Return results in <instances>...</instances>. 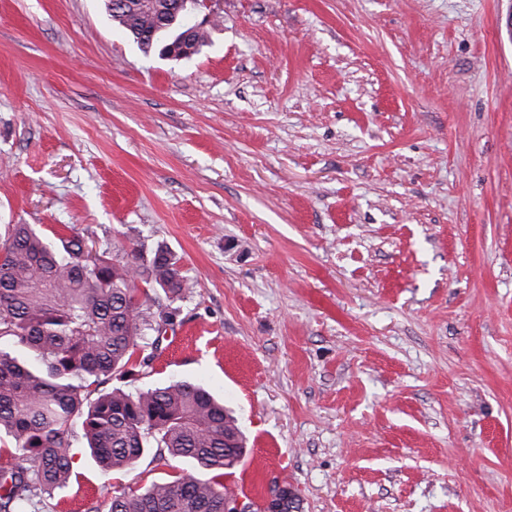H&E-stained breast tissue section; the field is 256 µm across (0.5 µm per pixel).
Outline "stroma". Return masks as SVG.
Wrapping results in <instances>:
<instances>
[{
	"instance_id": "1",
	"label": "stroma",
	"mask_w": 512,
	"mask_h": 512,
	"mask_svg": "<svg viewBox=\"0 0 512 512\" xmlns=\"http://www.w3.org/2000/svg\"><path fill=\"white\" fill-rule=\"evenodd\" d=\"M144 54L102 0H0V226L193 282L126 390L204 385L221 482L298 512H512V0H212ZM39 512L183 464L75 443Z\"/></svg>"
}]
</instances>
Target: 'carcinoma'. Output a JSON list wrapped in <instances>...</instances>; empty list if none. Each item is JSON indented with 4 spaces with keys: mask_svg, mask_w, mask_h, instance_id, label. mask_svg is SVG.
<instances>
[{
    "mask_svg": "<svg viewBox=\"0 0 512 512\" xmlns=\"http://www.w3.org/2000/svg\"><path fill=\"white\" fill-rule=\"evenodd\" d=\"M172 2L130 0L115 12L104 0V9L144 54L158 48L188 59L206 43V30L160 27ZM139 260L135 249L122 259L106 250L90 259L78 235L7 226L0 241V451L21 463L0 467V512H31L38 493L69 483L77 419L106 471L130 467L153 448L192 464L188 476L114 491L109 512H224L227 495L200 473L233 469L243 458L232 411L186 380L135 393L99 389L150 365L152 355L140 356L148 332L173 320L175 303L191 288L169 250L156 249L144 266ZM137 275L166 303L136 288Z\"/></svg>",
    "mask_w": 512,
    "mask_h": 512,
    "instance_id": "cac0c4a2",
    "label": "carcinoma"
}]
</instances>
